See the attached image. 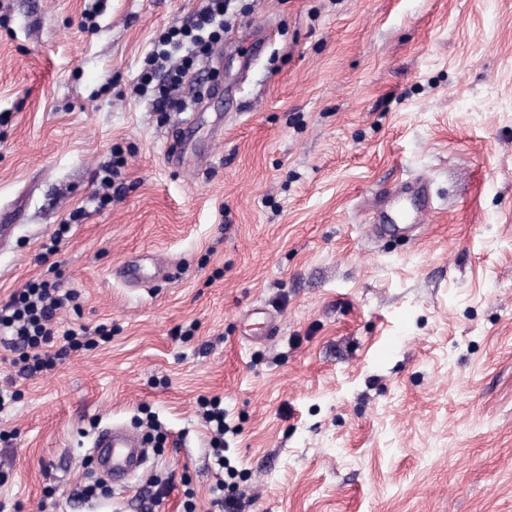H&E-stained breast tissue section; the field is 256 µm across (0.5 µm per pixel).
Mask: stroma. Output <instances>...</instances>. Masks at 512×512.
Segmentation results:
<instances>
[{
  "label": "stroma",
  "instance_id": "stroma-1",
  "mask_svg": "<svg viewBox=\"0 0 512 512\" xmlns=\"http://www.w3.org/2000/svg\"><path fill=\"white\" fill-rule=\"evenodd\" d=\"M204 4L0 0V304L51 280L58 329L112 332L36 374L0 346V512H222L213 397L242 512H512V0H229L199 105L160 115L144 58ZM417 177L429 221L372 236ZM135 257L178 276L129 287ZM150 416L145 475L77 497L97 432ZM202 408V415L205 419V422L209 423L212 427L214 438L213 442V464L216 470L220 473L217 474V490L224 493V490L227 489V494L225 493L222 497L215 498V503L217 505H221L228 512H235L232 510H238L241 506V497L237 494V488L235 484H227L224 481V470L228 477H235V470L230 465V461L224 457V435L228 432H231L230 428L224 422V406L220 399L212 398V399H203L200 402ZM222 405V406H221ZM222 477V478H221Z\"/></svg>",
  "mask_w": 512,
  "mask_h": 512
}]
</instances>
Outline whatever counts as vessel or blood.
<instances>
[{"label": "vessel or blood", "instance_id": "1", "mask_svg": "<svg viewBox=\"0 0 512 512\" xmlns=\"http://www.w3.org/2000/svg\"><path fill=\"white\" fill-rule=\"evenodd\" d=\"M427 216L424 209L389 215L383 223L373 225L372 232L382 235L397 231L405 235L421 227ZM93 458L112 485H119L122 480L136 476L142 468L145 462L143 441L138 434L120 426L103 428L93 441Z\"/></svg>", "mask_w": 512, "mask_h": 512}]
</instances>
